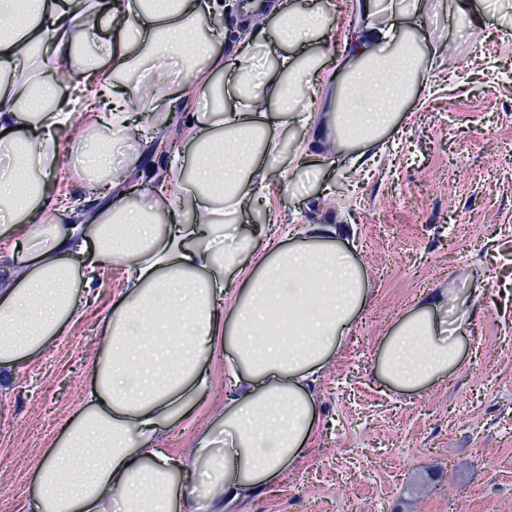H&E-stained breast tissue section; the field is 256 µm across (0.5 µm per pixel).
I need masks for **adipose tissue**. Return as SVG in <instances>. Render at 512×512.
<instances>
[{"label": "adipose tissue", "instance_id": "obj_1", "mask_svg": "<svg viewBox=\"0 0 512 512\" xmlns=\"http://www.w3.org/2000/svg\"><path fill=\"white\" fill-rule=\"evenodd\" d=\"M219 0H127L113 12L103 0L77 11L61 0H0V17L29 13L22 29L0 28V150L11 156L0 177V211L14 243L0 254V387L21 365L53 350L83 315L96 273L120 260L126 281L101 319L100 347L79 407L63 423L31 474L32 512H224L286 476L315 440L317 385L364 309L370 283L348 246L345 224H309L298 237L259 235L224 245L239 216L260 202L267 170L259 156L276 151L282 131L300 122L297 88L323 70L314 55L291 49L323 33V9L278 7L275 63L254 82L252 47L264 28L240 32L232 58L212 51L189 85L211 98L232 97L201 120L189 141L193 177L179 181L190 219L159 203L134 208L122 193L127 173L114 170L110 146L129 135L132 100L150 90L154 109L172 110L167 54L222 15ZM339 91L343 111L323 128L339 145L356 144L354 168L411 100V79L425 65L408 42L369 26L352 52ZM86 67L104 107L94 112L83 83L67 86V104L46 108L60 76ZM139 71L125 97L113 94L124 72ZM89 116L90 135L106 131L91 166L110 171L99 210L76 224H47L45 186L61 156L56 133ZM170 222L161 226L159 214ZM448 293L432 291L403 314L378 346L374 374L398 392L444 380L463 359L462 311L448 327ZM224 351V449L215 435L196 437L191 452L167 448V433L186 420L211 388L209 359ZM205 483L198 497L190 489Z\"/></svg>", "mask_w": 512, "mask_h": 512}]
</instances>
